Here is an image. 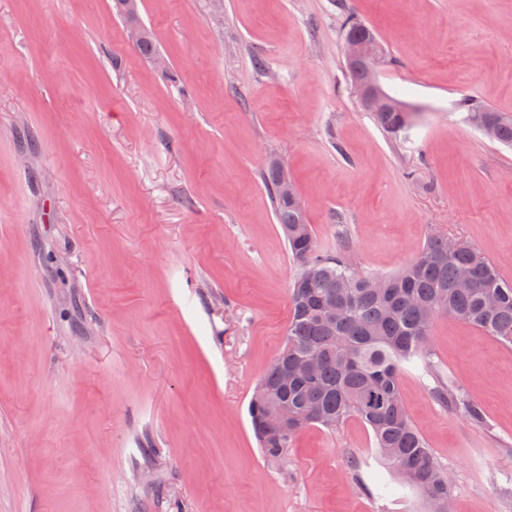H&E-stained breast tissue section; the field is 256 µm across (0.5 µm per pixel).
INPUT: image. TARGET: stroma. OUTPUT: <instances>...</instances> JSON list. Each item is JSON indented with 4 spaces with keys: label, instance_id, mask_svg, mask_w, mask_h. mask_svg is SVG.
<instances>
[{
    "label": "stroma",
    "instance_id": "stroma-1",
    "mask_svg": "<svg viewBox=\"0 0 512 512\" xmlns=\"http://www.w3.org/2000/svg\"><path fill=\"white\" fill-rule=\"evenodd\" d=\"M345 3L407 141L352 96L336 0H141L163 71L113 0H0V512H424L357 417L258 445L298 274L261 174L364 274L441 235L512 280V149L458 108L512 113V0ZM399 390L452 512H512V347L439 315ZM148 33H149V30L146 27H144L136 22H131L127 29L128 40L133 45L137 44L136 47H137L139 54L142 55L146 59H153L157 55L158 51H157V48H156V45H155L152 35H150L148 38H146ZM144 38H146V39H144ZM153 64L158 69L166 68V61L161 56H156L153 59Z\"/></svg>",
    "mask_w": 512,
    "mask_h": 512
}]
</instances>
